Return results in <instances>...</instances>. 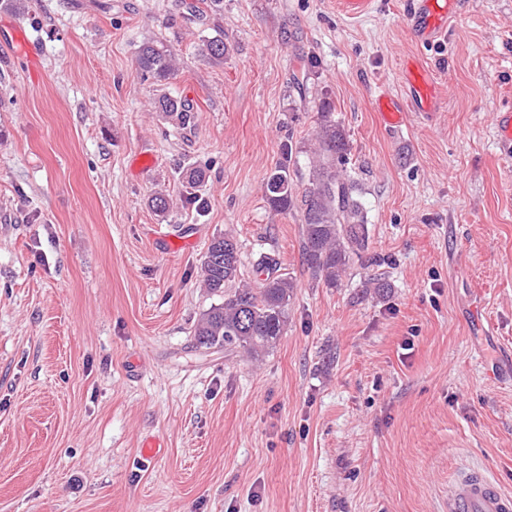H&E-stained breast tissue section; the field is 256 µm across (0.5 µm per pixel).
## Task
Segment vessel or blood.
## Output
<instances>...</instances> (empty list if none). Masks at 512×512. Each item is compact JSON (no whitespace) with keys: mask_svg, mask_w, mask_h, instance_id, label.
I'll return each instance as SVG.
<instances>
[{"mask_svg":"<svg viewBox=\"0 0 512 512\" xmlns=\"http://www.w3.org/2000/svg\"><path fill=\"white\" fill-rule=\"evenodd\" d=\"M460 0H409L406 19L414 38L432 44L446 37L459 13ZM404 93L381 94L378 112L386 127L397 128L407 114L431 118L439 107L438 82L419 60L402 69ZM448 512H512V493L485 473L467 470L448 489Z\"/></svg>","mask_w":512,"mask_h":512,"instance_id":"vessel-or-blood-1","label":"vessel or blood"}]
</instances>
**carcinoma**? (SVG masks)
Here are the masks:
<instances>
[{
  "instance_id": "obj_1",
  "label": "carcinoma",
  "mask_w": 512,
  "mask_h": 512,
  "mask_svg": "<svg viewBox=\"0 0 512 512\" xmlns=\"http://www.w3.org/2000/svg\"><path fill=\"white\" fill-rule=\"evenodd\" d=\"M200 54L212 63L224 62L229 47L224 33L201 40ZM178 53L171 45L146 43L136 57V71L157 85L169 80L177 70ZM153 108L177 125L185 127L194 119V103L170 93L154 99ZM319 123L309 149L306 187L297 193L292 166L297 153L292 144H284L281 159L265 178V199L274 210L302 212L301 255L311 273L329 286L336 285L347 269L351 256L364 258L368 249L367 213L361 200L358 181L343 166L349 151L348 134L334 118L331 102L318 108ZM205 171L191 167L183 172L182 183L197 208L204 200L196 188L204 182ZM239 250L237 243L223 236L211 241L204 255V284L213 293L224 295V302L210 307L198 320L194 335L207 348H242L249 353L273 349L288 324V303L294 283L279 273V261L264 253L256 261V270L264 275L254 289L236 284Z\"/></svg>"
}]
</instances>
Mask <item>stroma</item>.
<instances>
[{"instance_id":"stroma-1","label":"stroma","mask_w":512,"mask_h":512,"mask_svg":"<svg viewBox=\"0 0 512 512\" xmlns=\"http://www.w3.org/2000/svg\"><path fill=\"white\" fill-rule=\"evenodd\" d=\"M370 2L221 0L203 27L181 0L0 9L41 48L32 66L0 51V512H446L470 466L512 492V156L492 121L512 107V0H466L425 46L408 0ZM207 29L222 65L198 53ZM148 40L183 60L167 90L193 100L187 127L152 109ZM414 56L445 104L391 131L376 99ZM323 100L385 259L333 287L302 265L301 211L264 197ZM224 235L241 283L263 253L295 283L255 358L194 336L222 302L201 261Z\"/></svg>"}]
</instances>
